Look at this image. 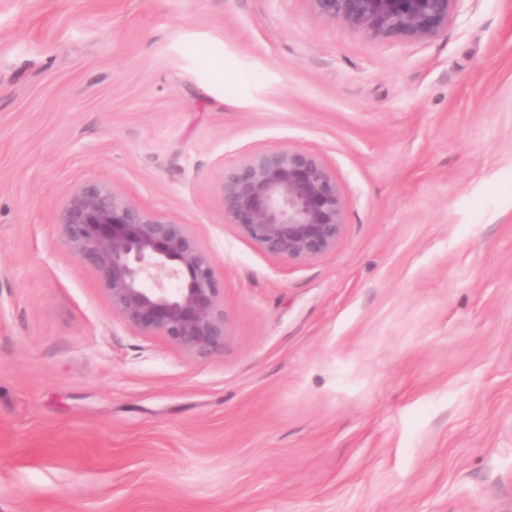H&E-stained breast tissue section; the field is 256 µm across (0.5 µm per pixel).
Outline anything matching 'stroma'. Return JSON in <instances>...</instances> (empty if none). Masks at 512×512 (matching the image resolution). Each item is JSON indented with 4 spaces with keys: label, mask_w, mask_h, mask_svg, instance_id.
<instances>
[{
    "label": "stroma",
    "mask_w": 512,
    "mask_h": 512,
    "mask_svg": "<svg viewBox=\"0 0 512 512\" xmlns=\"http://www.w3.org/2000/svg\"><path fill=\"white\" fill-rule=\"evenodd\" d=\"M346 207L295 265L224 215L246 155ZM190 225L224 349L113 314L87 182ZM0 512H512V0L372 39L307 0H0Z\"/></svg>",
    "instance_id": "stroma-1"
}]
</instances>
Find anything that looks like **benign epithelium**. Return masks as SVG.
Masks as SVG:
<instances>
[{
	"mask_svg": "<svg viewBox=\"0 0 512 512\" xmlns=\"http://www.w3.org/2000/svg\"><path fill=\"white\" fill-rule=\"evenodd\" d=\"M317 16L372 38L427 41L460 0H307ZM224 216L267 255L303 263L329 251L345 228L336 179L315 153H253L222 176ZM70 255L97 277L113 313L145 338L191 356L224 349V288L188 224L143 209L105 182L77 188L58 216Z\"/></svg>",
	"mask_w": 512,
	"mask_h": 512,
	"instance_id": "1",
	"label": "benign epithelium"
}]
</instances>
